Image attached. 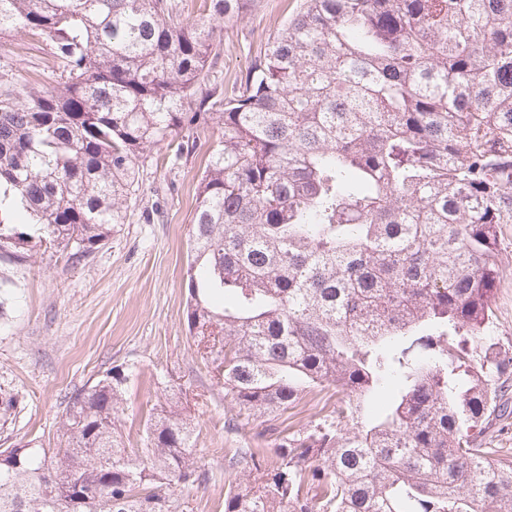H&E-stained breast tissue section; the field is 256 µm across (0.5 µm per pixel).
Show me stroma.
<instances>
[{"label": "stroma", "instance_id": "1", "mask_svg": "<svg viewBox=\"0 0 512 512\" xmlns=\"http://www.w3.org/2000/svg\"><path fill=\"white\" fill-rule=\"evenodd\" d=\"M303 0H255L239 18L224 24L225 89L239 83L268 37ZM15 81L53 80L43 40L14 33L0 39ZM204 153L159 164L146 159L140 190L127 223L88 258L70 263L53 249L34 247L25 260L0 258V401L12 404L0 424V449L21 441L61 448L60 423L69 396L116 366L133 368L116 419L127 448L144 446L143 426L165 386L181 387L197 425L196 453L210 472L207 482L178 487L193 512H224V494L243 468L225 469L236 448L272 455L274 441L261 421L230 431L233 404L203 361L186 321V270L190 218ZM501 265L493 299L494 334L512 349V224L499 227ZM333 389H316L284 415L296 430L327 414Z\"/></svg>", "mask_w": 512, "mask_h": 512}]
</instances>
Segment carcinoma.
I'll return each mask as SVG.
<instances>
[{"instance_id":"carcinoma-1","label":"carcinoma","mask_w":512,"mask_h":512,"mask_svg":"<svg viewBox=\"0 0 512 512\" xmlns=\"http://www.w3.org/2000/svg\"><path fill=\"white\" fill-rule=\"evenodd\" d=\"M253 0H0V36L43 38L49 84L0 70V254L28 225L78 263L127 221L140 163L220 133L189 232L187 325L215 335L237 419L274 459L224 512H512V466L481 437L507 410L492 335L512 223V0H305L239 85L212 78L217 22ZM134 370L69 397L66 446L0 450V512H185L202 483L183 390L131 454L115 428ZM332 385L333 410L278 419ZM235 419V420H237ZM235 420L227 426H236Z\"/></svg>"}]
</instances>
